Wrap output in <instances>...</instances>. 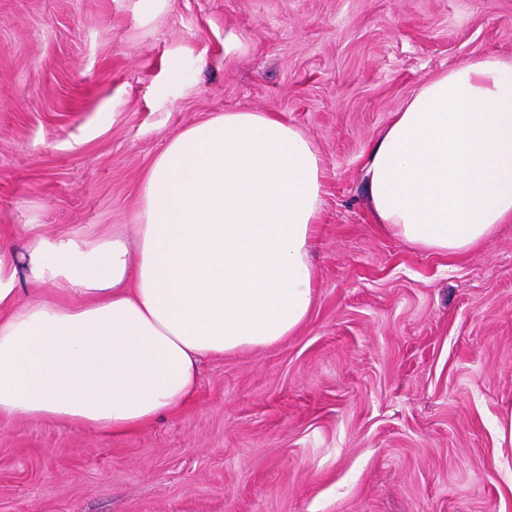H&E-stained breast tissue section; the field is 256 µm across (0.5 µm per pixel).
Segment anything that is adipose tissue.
Returning <instances> with one entry per match:
<instances>
[{"label": "adipose tissue", "instance_id": "ef3b65f1", "mask_svg": "<svg viewBox=\"0 0 512 512\" xmlns=\"http://www.w3.org/2000/svg\"><path fill=\"white\" fill-rule=\"evenodd\" d=\"M375 223L423 250L470 251L512 220V60L425 81L372 140ZM322 158L272 112H224L174 135L129 233L0 251V419L118 435L189 402L206 359L294 335L315 303L310 245ZM60 287L25 300L20 280Z\"/></svg>", "mask_w": 512, "mask_h": 512}]
</instances>
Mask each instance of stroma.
Returning <instances> with one entry per match:
<instances>
[{
	"mask_svg": "<svg viewBox=\"0 0 512 512\" xmlns=\"http://www.w3.org/2000/svg\"><path fill=\"white\" fill-rule=\"evenodd\" d=\"M489 55L512 0H0V248L133 223L156 155L219 113H276L324 169L297 333L123 435L0 420V512H512V223L430 253L361 181L421 83Z\"/></svg>",
	"mask_w": 512,
	"mask_h": 512,
	"instance_id": "1",
	"label": "stroma"
}]
</instances>
